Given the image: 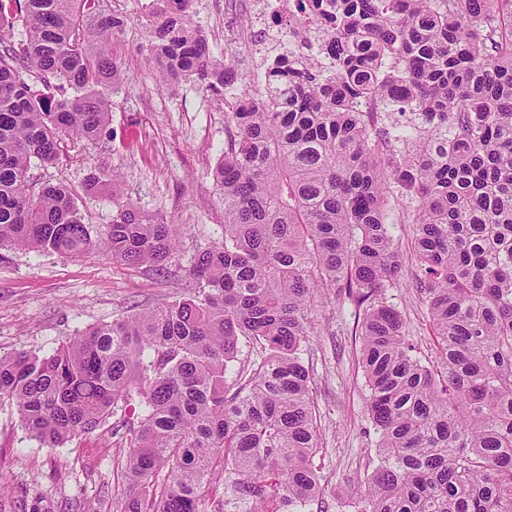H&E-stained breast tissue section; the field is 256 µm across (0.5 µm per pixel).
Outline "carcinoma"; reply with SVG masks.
Listing matches in <instances>:
<instances>
[{"label": "carcinoma", "instance_id": "1", "mask_svg": "<svg viewBox=\"0 0 512 512\" xmlns=\"http://www.w3.org/2000/svg\"><path fill=\"white\" fill-rule=\"evenodd\" d=\"M147 50L166 84L236 96L213 177L224 232L190 288L77 331L46 353L0 357V405L46 448L118 412L136 492L116 512H311L317 418L302 354L326 288L360 316L367 410L379 464L358 512H512V0H297L317 46L288 28V59L242 76L161 0ZM100 0H0V245L162 273L179 227L118 197L100 239L71 189L32 168L67 144L112 135L100 87L127 81L125 22ZM415 225V286L439 368L421 363L387 303L402 263L393 205ZM256 353L240 358V343ZM222 481L206 504L204 486ZM20 512L54 504L18 497Z\"/></svg>", "mask_w": 512, "mask_h": 512}]
</instances>
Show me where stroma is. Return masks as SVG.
Masks as SVG:
<instances>
[{
  "mask_svg": "<svg viewBox=\"0 0 512 512\" xmlns=\"http://www.w3.org/2000/svg\"><path fill=\"white\" fill-rule=\"evenodd\" d=\"M149 2L102 3L105 13L126 23L119 60L129 79L119 89L104 91L111 141L68 145L58 163L35 167L33 175L41 183L67 184L98 237L111 224L116 206L106 193L86 192L85 182L97 166L118 171L124 199L144 214L182 225L174 272L130 269L100 249L65 259L52 252L0 248V356L47 352L78 329L171 301L187 287L196 253L222 236L224 197L211 171L224 152V94L192 80L174 88L160 83L146 50ZM191 16L207 34L212 55L231 62L239 73H253L254 49L273 44L250 15L223 17L213 0H195ZM391 232L402 278L387 289V301L401 315L418 357L431 362L437 350L414 283V227L396 224ZM355 330L352 307L327 294L304 353L312 374L319 427L316 462L324 477L326 512H353L355 489L378 463ZM125 452L121 433L108 423L62 447H42L27 438L15 410L0 405V512H12L20 492L30 501L53 499L57 512H113L112 503L134 492L122 470Z\"/></svg>",
  "mask_w": 512,
  "mask_h": 512,
  "instance_id": "stroma-1",
  "label": "stroma"
}]
</instances>
